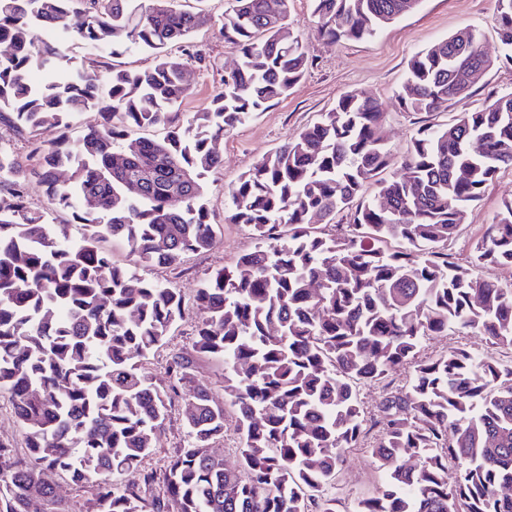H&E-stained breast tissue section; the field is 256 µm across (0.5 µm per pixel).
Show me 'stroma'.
I'll return each instance as SVG.
<instances>
[{
    "label": "stroma",
    "instance_id": "1",
    "mask_svg": "<svg viewBox=\"0 0 512 512\" xmlns=\"http://www.w3.org/2000/svg\"><path fill=\"white\" fill-rule=\"evenodd\" d=\"M229 0H186L191 10H203L212 18L211 25L198 30L186 43L168 45L167 51L186 65L188 92L171 109L178 121L206 110L214 94L221 89L224 76L237 63L238 56L224 42L219 22ZM312 0H290L288 24L306 47L310 66L289 95L270 103L245 124L226 133L216 144L224 165L206 180L209 221L214 226L215 242L208 251L180 256L169 266L148 270L149 278L159 280L181 295L183 315L166 343L139 364L140 372L156 382H168L172 353L191 350L199 311L195 298L210 270L228 267L236 258L251 250L255 238L239 224L225 220L227 192L239 176L265 152L284 144L306 126L319 121L338 98L358 91L382 102L386 117L387 146L390 163L385 176L399 168L410 138L424 124H442L460 112L481 108L493 97L512 94V63L505 62L504 50L496 34V0H420L412 11L381 28L369 39L339 40L324 38L312 13ZM471 26L483 34L482 49L491 59V67L481 74L468 96L455 99L445 111L411 114L396 105L394 96L406 72L407 63L458 29ZM70 64L86 72L99 84H107L113 69L143 70L153 66L154 57L143 51L119 55L94 54L78 45L70 46ZM512 197V170L501 171L489 181L478 202L471 205L463 224L448 243V250L459 263L468 264L473 246L484 225L492 223L504 199ZM189 436L182 401H175L155 442V450L146 459V470L163 473L171 456L187 447ZM366 444L349 449L339 475V493L345 501L370 494L380 482Z\"/></svg>",
    "mask_w": 512,
    "mask_h": 512
}]
</instances>
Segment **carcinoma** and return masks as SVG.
<instances>
[{
	"instance_id": "1",
	"label": "carcinoma",
	"mask_w": 512,
	"mask_h": 512,
	"mask_svg": "<svg viewBox=\"0 0 512 512\" xmlns=\"http://www.w3.org/2000/svg\"><path fill=\"white\" fill-rule=\"evenodd\" d=\"M289 2L231 0L221 26L239 62L212 108L183 125L169 108L188 90L185 64L165 49L211 16L180 0H0V124L32 146L28 165L0 150V186L15 187L0 196V394L34 459L0 466V512H29L34 500L66 512L45 468L97 483L85 512H341L332 489L362 434L358 387L404 365L409 381L380 403L369 448L383 480L352 512H512V360L463 349L418 356L424 338L462 331L512 350V286L476 271L512 265V199L486 225L470 266L436 251L484 186L512 168V94L420 126L389 179L379 178L389 164L382 103L355 91L340 96L231 189L228 221L258 243L205 278L192 351L169 363L176 383L139 372L182 318V299L112 261L100 243L119 239L146 266L210 249L204 179L223 166L210 143L286 96L308 67L287 27ZM312 2L331 41L369 38L419 4ZM496 2L495 33L512 62V0ZM75 13L84 21L73 28ZM480 39L464 28L412 56L398 107L432 114L470 91L467 72L492 65ZM75 43L113 55L150 52L156 63L112 70L104 91L68 66L65 49ZM87 109L100 122L76 145L63 135L43 140ZM132 126L166 132L131 139ZM29 180L51 205L71 210L84 227L80 240L29 206L16 190ZM372 180L377 194L360 200ZM135 181L137 196L126 189ZM89 196L96 207H86ZM352 205L350 232L315 233L314 224ZM201 357L224 363L222 405L197 379ZM179 387L188 389L191 442L163 473L165 496L148 500L142 490L156 474L142 462ZM231 427L235 469L211 448ZM130 474L140 482L122 484Z\"/></svg>"
}]
</instances>
